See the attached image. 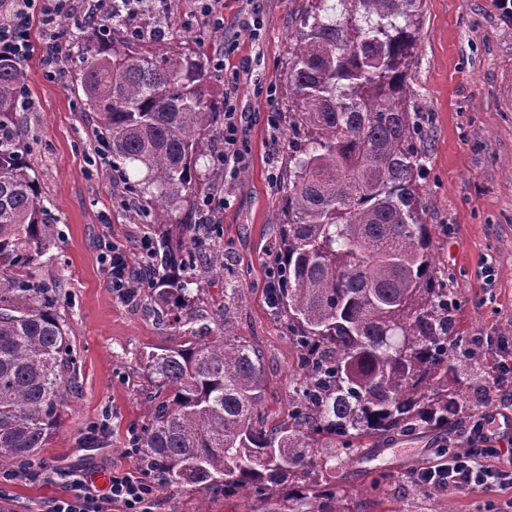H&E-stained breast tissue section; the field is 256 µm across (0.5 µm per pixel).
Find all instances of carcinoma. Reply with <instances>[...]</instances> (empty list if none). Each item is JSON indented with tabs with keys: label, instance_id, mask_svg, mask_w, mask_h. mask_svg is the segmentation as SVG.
Masks as SVG:
<instances>
[{
	"label": "carcinoma",
	"instance_id": "carcinoma-1",
	"mask_svg": "<svg viewBox=\"0 0 512 512\" xmlns=\"http://www.w3.org/2000/svg\"><path fill=\"white\" fill-rule=\"evenodd\" d=\"M423 0H308L291 44L288 183L268 295L299 358L288 420L261 415L262 355L226 332L228 312L194 328L197 259L224 267L209 233L172 213L205 191L224 100L189 41L164 49L118 42L82 21L63 35L76 53L85 105L101 114L118 168L155 235L151 312L187 340L152 352L142 370L148 400L137 445L167 487H207L253 498L264 512L286 485L301 488L297 512H350L335 488L310 481L355 448L467 414L464 384L479 349L455 335L448 289L432 258L421 200L426 154L414 105ZM25 66L0 60V464L25 460L59 425L76 373L61 322L58 286L32 269L56 245L41 204L18 96Z\"/></svg>",
	"mask_w": 512,
	"mask_h": 512
}]
</instances>
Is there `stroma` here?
<instances>
[{"label":"stroma","instance_id":"35a3bbf8","mask_svg":"<svg viewBox=\"0 0 512 512\" xmlns=\"http://www.w3.org/2000/svg\"><path fill=\"white\" fill-rule=\"evenodd\" d=\"M307 0H219L224 29L201 19L198 0H151L136 21L145 40L162 31L163 45L200 42L207 57L223 55L212 75L216 94L242 114L249 151L235 172L207 170V192L223 190L214 221L224 253L221 272L204 273L197 313L227 311V332L265 358L267 418L288 416L297 382L298 354L266 295L270 259L282 234L283 187L288 170V44L301 27ZM35 109L27 123L34 169L44 203L57 219L59 242L41 258L37 280L60 285L59 314L78 358L75 386L46 447L13 464L18 478L0 512H43L62 496L60 484L33 478L40 468L81 467L96 486L112 472L141 477L140 455L128 451L132 430L154 388L143 374L144 355L183 343L158 322L145 301L112 293L101 261L116 243L138 262L147 227L123 197L109 170H88V154L102 131L99 113L81 106L74 73L52 78L41 55L25 59ZM239 73L236 84L227 77ZM420 119L431 134L422 200L434 226L437 268L462 335L512 338V23L496 0H424L417 63L412 73ZM106 422L95 445L85 434ZM466 445L463 432L424 431L376 448L342 455L320 483L343 489L353 512H477L479 493L425 491L407 483V471L438 459L448 444ZM156 512H251L248 498L224 497L200 487H156Z\"/></svg>","mask_w":512,"mask_h":512}]
</instances>
